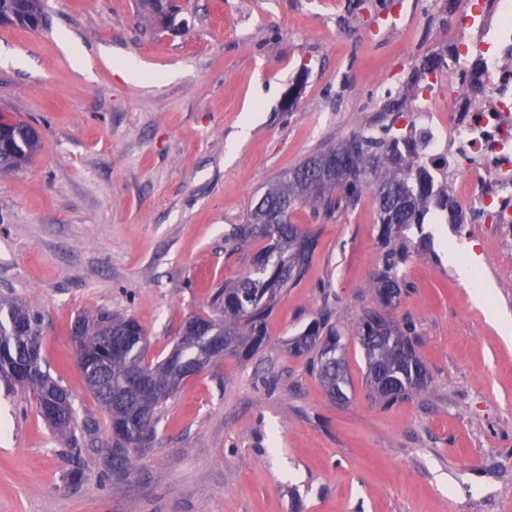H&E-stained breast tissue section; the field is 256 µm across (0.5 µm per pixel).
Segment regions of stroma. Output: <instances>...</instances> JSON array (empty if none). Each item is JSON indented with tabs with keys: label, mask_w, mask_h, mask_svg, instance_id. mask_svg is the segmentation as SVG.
Returning <instances> with one entry per match:
<instances>
[{
	"label": "stroma",
	"mask_w": 512,
	"mask_h": 512,
	"mask_svg": "<svg viewBox=\"0 0 512 512\" xmlns=\"http://www.w3.org/2000/svg\"><path fill=\"white\" fill-rule=\"evenodd\" d=\"M48 2L39 29L0 26V113L42 141L0 174V296L41 313L80 449L32 393L0 387V512H512V331L488 316L512 321V255L487 225L458 238L444 224L405 230L408 288L393 316L415 324L430 383L388 408L351 337L382 259L368 192L329 220L296 214L318 247L277 299L267 343L184 381L127 472L112 469L106 413L73 360L71 328L88 309L134 317L149 357L165 356L185 319L247 274L249 251L228 238L265 187L366 124L395 126L390 104L418 93L452 0H172L174 30L139 0ZM394 9L403 27L377 32ZM128 57L141 76L118 72ZM452 251L481 265L479 284L458 279ZM324 313L346 338L341 404L286 345Z\"/></svg>",
	"instance_id": "35a3bbf8"
}]
</instances>
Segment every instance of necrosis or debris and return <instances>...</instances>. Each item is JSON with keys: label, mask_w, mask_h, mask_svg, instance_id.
<instances>
[{"label": "necrosis or debris", "mask_w": 512, "mask_h": 512, "mask_svg": "<svg viewBox=\"0 0 512 512\" xmlns=\"http://www.w3.org/2000/svg\"><path fill=\"white\" fill-rule=\"evenodd\" d=\"M453 49L423 75L407 137L433 173L449 170L464 223L512 247V0H458Z\"/></svg>", "instance_id": "1"}]
</instances>
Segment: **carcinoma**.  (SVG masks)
I'll return each instance as SVG.
<instances>
[{
	"mask_svg": "<svg viewBox=\"0 0 512 512\" xmlns=\"http://www.w3.org/2000/svg\"><path fill=\"white\" fill-rule=\"evenodd\" d=\"M0 129L8 133V140L0 143V173L18 170L40 150V138L28 123L1 112ZM365 191L373 194L386 248L384 264L370 281L377 307L365 310L355 329L354 339L366 363V382L375 400L385 407L423 392L429 376L415 350V327L387 315L404 285L398 274L404 245L397 242L396 234L412 224L425 223L431 213H442L454 224L460 223V216L449 202L448 183H436L426 169L417 165L409 141L386 139L372 130L306 158L256 199L234 237L236 251L263 243L252 256V271L224 286L216 297L215 314H197L182 324L178 337L181 357L193 359L202 345L201 336L209 328L219 327L233 345L230 356L250 358L266 343L267 322L277 298L305 277L316 250V236L292 223V215L309 209L330 219ZM107 326L112 327L115 336L145 334L132 317L86 311L72 328L84 336L75 352L83 351L87 356L104 352L98 336ZM40 332V316L31 305L19 299H0V381L8 390L15 385L27 387L38 404L63 388L60 380L43 370L44 358L35 362L29 359L32 334ZM289 343L296 355L309 357L332 400L347 399L346 344L329 317L314 320ZM108 359L105 371L87 364L82 373L89 391L107 413L108 428L114 427L117 418H124V434L112 435V465L124 470L155 441L161 406L182 378L167 358L149 360L147 352L134 343ZM139 369L151 372L152 387L148 391L135 387L133 373ZM46 423L63 441L76 444L71 401L58 408L56 416Z\"/></svg>",
	"mask_w": 512,
	"mask_h": 512,
	"instance_id": "1",
	"label": "carcinoma"
}]
</instances>
